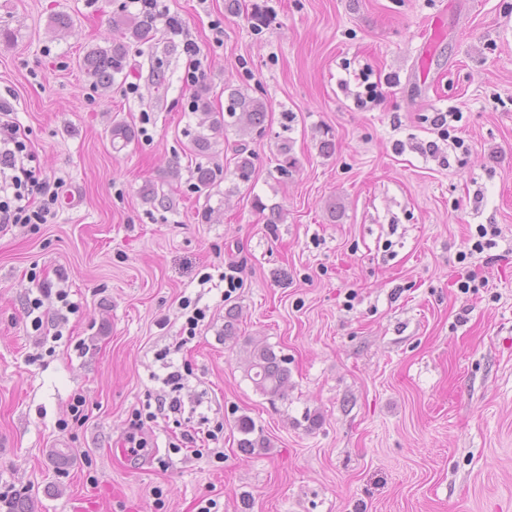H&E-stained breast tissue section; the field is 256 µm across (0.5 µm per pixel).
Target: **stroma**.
<instances>
[{
    "mask_svg": "<svg viewBox=\"0 0 512 512\" xmlns=\"http://www.w3.org/2000/svg\"><path fill=\"white\" fill-rule=\"evenodd\" d=\"M163 4L185 36L158 19L127 77L96 89L83 59L122 40L133 0H0V104L42 178L65 181L48 223L0 233V485L22 489L21 512H512V0ZM187 37L212 111L230 89L262 98L263 132L195 150ZM364 68L382 96L360 111L344 84ZM451 109L456 150L430 124ZM116 123L133 132L119 149ZM431 141L442 157L420 153ZM481 224L501 230L490 259L470 251ZM59 270L77 307L57 341L24 304ZM473 272L486 287L463 291ZM187 297L207 309L190 340ZM40 334L53 343L32 363ZM254 340L287 355V400L248 379ZM168 347L224 424L199 457L174 447L187 420L147 418ZM242 416L265 447L240 450Z\"/></svg>",
    "mask_w": 512,
    "mask_h": 512,
    "instance_id": "obj_1",
    "label": "stroma"
}]
</instances>
